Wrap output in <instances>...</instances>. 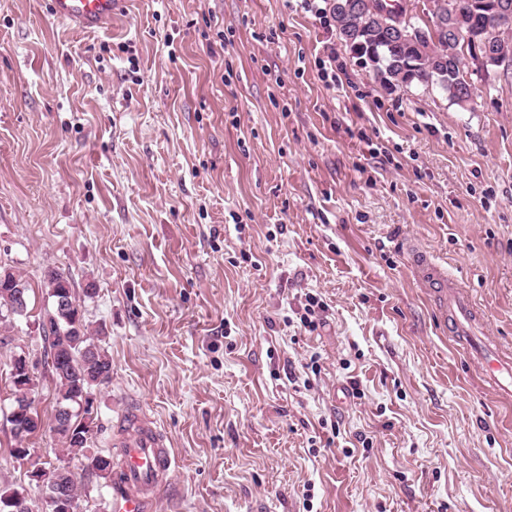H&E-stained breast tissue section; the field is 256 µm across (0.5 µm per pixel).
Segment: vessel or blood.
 <instances>
[{"label":"vessel or blood","mask_w":512,"mask_h":512,"mask_svg":"<svg viewBox=\"0 0 512 512\" xmlns=\"http://www.w3.org/2000/svg\"><path fill=\"white\" fill-rule=\"evenodd\" d=\"M124 2L51 0V12L58 21L100 30L111 25ZM410 262L425 287L437 295L435 315L440 327L463 346L482 382L502 399L512 400V351L489 339L474 300L438 257L414 249ZM118 430L112 455V512H153L157 493L176 466L174 453L163 432L140 409L127 410L119 419Z\"/></svg>","instance_id":"b4317fda"}]
</instances>
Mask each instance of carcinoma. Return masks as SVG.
Wrapping results in <instances>:
<instances>
[{
    "label": "carcinoma",
    "mask_w": 512,
    "mask_h": 512,
    "mask_svg": "<svg viewBox=\"0 0 512 512\" xmlns=\"http://www.w3.org/2000/svg\"><path fill=\"white\" fill-rule=\"evenodd\" d=\"M362 20L352 13L345 20V27L338 33L339 38L350 48L353 57L365 59V64L380 76L381 80L388 82L400 72L406 55L403 49H398L385 40V36L377 31L361 26ZM469 27H461V32L448 31L438 39L434 45L433 57L435 69L422 71V76L431 78V81H415L417 86H427L431 83L438 85L456 105L461 104L462 97L468 94L465 80V70L461 66L463 54V33L472 30L477 33L483 25V17L470 13L467 15ZM8 282L14 286L5 288L0 281V319L12 316H25L28 309L15 310V294L23 293L29 297V288L25 281L8 273ZM45 288L49 298H54L53 292L59 290L69 291L71 285L68 277L59 270H49L44 275ZM56 310H46L42 320V329L45 336L57 337L55 346L58 351L55 355L49 373L56 382V405L70 407L79 406L82 394L91 391L94 387L110 382L112 378V359L107 352L95 341V337L88 333L83 319H78L68 326L57 324ZM67 450L72 453L82 451L86 447L88 431L82 429L79 414L75 413L69 419V427L56 431ZM86 469L103 477L112 474V457L96 455L89 459ZM43 485L40 489L45 494H53L60 499L69 500L78 496V481L76 474L70 467L59 464L45 469L41 474Z\"/></svg>",
    "instance_id": "cac0c4a2"
}]
</instances>
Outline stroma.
<instances>
[{"instance_id":"stroma-1","label":"stroma","mask_w":512,"mask_h":512,"mask_svg":"<svg viewBox=\"0 0 512 512\" xmlns=\"http://www.w3.org/2000/svg\"><path fill=\"white\" fill-rule=\"evenodd\" d=\"M324 5L127 0L87 33L50 0H0V270L30 288L0 323V485L45 507L29 473L63 463L79 512H112L85 465L133 403L179 460L154 512H512V403L442 333L408 254L440 255L512 349V67L463 107L392 91ZM50 269L112 359L76 456L43 366ZM308 293L326 306L311 333ZM19 356L41 422L21 442ZM12 372L16 373L17 370L15 368H13V370L11 369V372H10L11 383H12L13 388H14L13 389L14 390L13 394L15 395L14 396V400H13V405H12V408H11L12 418H16V419L21 420L25 415L28 414L27 413L28 412L27 403H23L21 406H16L15 408H14V405L17 404V403L25 402L26 401V394L29 391H32V388L27 387L26 386V382L21 381L19 379V376L13 375ZM11 411H10V414H9L8 421H9V423L12 426L13 433L16 435V432L14 431V420L11 418Z\"/></svg>"}]
</instances>
